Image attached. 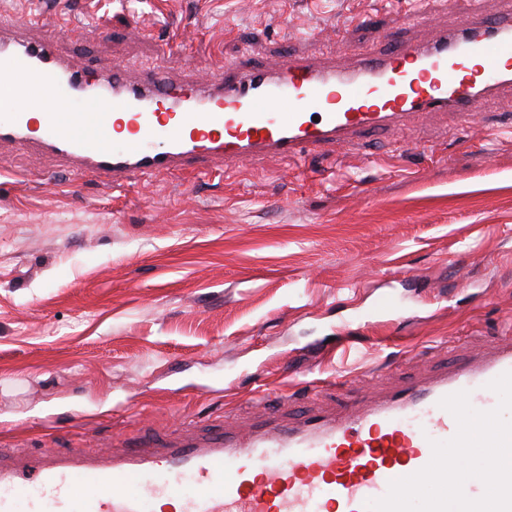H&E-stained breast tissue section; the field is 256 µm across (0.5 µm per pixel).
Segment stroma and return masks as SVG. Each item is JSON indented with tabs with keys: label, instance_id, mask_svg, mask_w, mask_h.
Returning <instances> with one entry per match:
<instances>
[{
	"label": "stroma",
	"instance_id": "1",
	"mask_svg": "<svg viewBox=\"0 0 512 512\" xmlns=\"http://www.w3.org/2000/svg\"><path fill=\"white\" fill-rule=\"evenodd\" d=\"M0 0L73 65L177 81L240 57L420 43L448 0ZM68 23L59 31L57 19ZM344 31L348 48L336 49ZM356 148L113 190L0 143V461L338 414L486 352L512 326V91Z\"/></svg>",
	"mask_w": 512,
	"mask_h": 512
}]
</instances>
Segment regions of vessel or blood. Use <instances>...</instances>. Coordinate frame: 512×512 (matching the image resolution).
<instances>
[{
  "mask_svg": "<svg viewBox=\"0 0 512 512\" xmlns=\"http://www.w3.org/2000/svg\"><path fill=\"white\" fill-rule=\"evenodd\" d=\"M464 26L427 44L365 51L345 70L284 56L275 68L224 64L207 79L171 81L161 69L129 79L69 64L58 39L28 36L39 15L0 20V142L50 155L61 172L112 188L135 176L195 174L213 157L231 166L265 155L298 158L354 146L411 116L453 113L467 126L485 99L512 88V0L494 18L474 0H449ZM39 87L25 108L18 84ZM88 104L78 112L75 102ZM512 371V336L437 376L397 388L339 416L314 410L297 422L270 413L242 436L226 423L173 442L125 438L122 451L76 448L37 464L0 465V512H367L391 481L414 474L432 441L457 431L445 396L465 391L487 409L488 384Z\"/></svg>",
  "mask_w": 512,
  "mask_h": 512,
  "instance_id": "1",
  "label": "vessel or blood"
}]
</instances>
